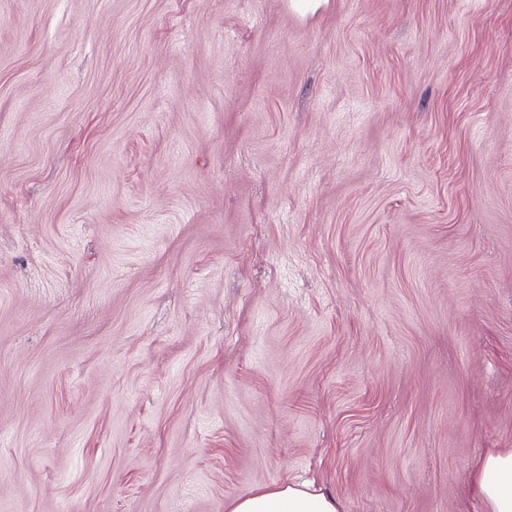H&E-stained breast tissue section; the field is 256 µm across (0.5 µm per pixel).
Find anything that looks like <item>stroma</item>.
Wrapping results in <instances>:
<instances>
[{
    "mask_svg": "<svg viewBox=\"0 0 512 512\" xmlns=\"http://www.w3.org/2000/svg\"><path fill=\"white\" fill-rule=\"evenodd\" d=\"M512 448V0H0V512H484ZM472 478L486 512H512V448L490 450L474 468ZM336 498L308 483L287 484L263 489L236 499L230 512H339Z\"/></svg>",
    "mask_w": 512,
    "mask_h": 512,
    "instance_id": "obj_1",
    "label": "stroma"
}]
</instances>
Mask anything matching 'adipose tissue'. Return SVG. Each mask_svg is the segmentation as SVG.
<instances>
[{"mask_svg":"<svg viewBox=\"0 0 512 512\" xmlns=\"http://www.w3.org/2000/svg\"><path fill=\"white\" fill-rule=\"evenodd\" d=\"M473 484L486 512H512V448L490 450L474 468ZM230 512H339V504L303 482L235 500Z\"/></svg>","mask_w":512,"mask_h":512,"instance_id":"ef3b65f1","label":"adipose tissue"}]
</instances>
